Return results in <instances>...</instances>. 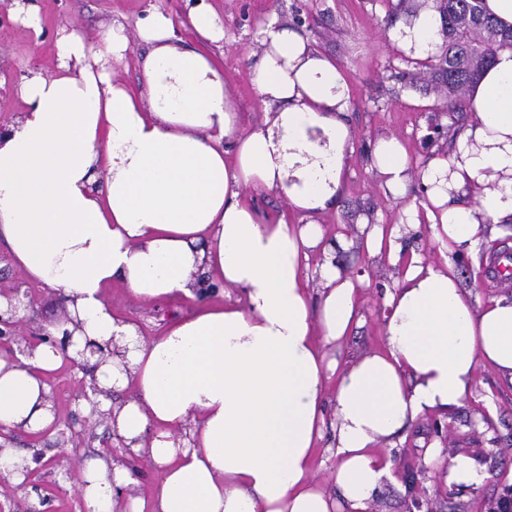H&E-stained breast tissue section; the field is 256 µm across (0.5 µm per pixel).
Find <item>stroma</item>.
Instances as JSON below:
<instances>
[{
  "label": "stroma",
  "instance_id": "obj_1",
  "mask_svg": "<svg viewBox=\"0 0 512 512\" xmlns=\"http://www.w3.org/2000/svg\"><path fill=\"white\" fill-rule=\"evenodd\" d=\"M212 2L224 19V47L215 57L224 69L227 92L242 127L258 124L264 117L254 80L263 51L258 33L271 19L293 23L312 47L335 61L347 77V123L353 152L335 206L316 215L315 220L322 224L327 240L335 243L341 272L361 282L363 321L345 341L343 356L352 358L381 348L382 297L396 287L402 272L386 257L368 255L363 240L373 225L399 223L404 203L382 188L373 166V144L390 134L403 141L411 164L409 194L418 198L432 147L448 148L451 135L460 132L468 119L467 113L446 111V92L439 81L421 72L419 66L408 64L384 38L385 31L404 17L406 10L423 9L424 0H406L400 8L395 0ZM153 5L176 14L183 0H42L44 36L35 38L30 28L16 21L0 26V53L5 56L1 63L8 68L21 65L52 70L54 36L60 25H69L91 40L100 25L118 21L132 34L138 19ZM503 252L512 254V235L481 242L479 263L458 271L462 286L481 301L507 293L487 264L490 256ZM31 289L35 302L19 328L20 335L27 337L40 333L44 323L62 318L65 308L59 291L36 283ZM106 298L116 313L137 323L143 336L149 338L164 334L175 318L189 316L197 308L196 301L182 297L144 303L120 284L113 285ZM87 378L80 364H63L50 377L59 426L38 439L26 433L13 434L9 439L10 447L39 452L50 462L39 474L26 478L23 486L1 481L0 512H86L83 499L72 488L74 475L81 462L97 458L107 447L133 472L135 483L129 494H150L157 478L152 463L111 444L107 424L95 423L84 408L80 391ZM434 423L432 418H425L397 440L391 451L393 477L376 492L367 512H410L416 497L431 512H482L485 503L497 496L499 483L512 484V386L502 382L491 367L476 369L471 397L438 422L447 426V433L435 432ZM432 443L441 447L443 460L458 455L473 457L482 473L498 475V483H450L436 468L421 481L416 493H409L403 479L405 467L417 450Z\"/></svg>",
  "mask_w": 512,
  "mask_h": 512
}]
</instances>
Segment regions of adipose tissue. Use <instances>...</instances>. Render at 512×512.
I'll use <instances>...</instances> for the list:
<instances>
[{
	"label": "adipose tissue",
	"mask_w": 512,
	"mask_h": 512,
	"mask_svg": "<svg viewBox=\"0 0 512 512\" xmlns=\"http://www.w3.org/2000/svg\"><path fill=\"white\" fill-rule=\"evenodd\" d=\"M185 26L198 46L185 44ZM440 27L439 12L423 10L386 38L424 60L441 52ZM135 39L148 52L133 88L113 76L131 50L123 24H103L93 43L59 27L56 70L22 81L25 109L0 131V241L27 280L62 292L78 324L66 350L0 353V430L52 426L48 378L90 339L108 354L88 377L97 407L160 479L130 496V468L95 458L75 480L88 512H363L391 471L387 442L462 406L478 365L512 385V296L479 303L454 260L512 227V51L485 71L466 129L429 161L424 200L406 207L449 258L404 254L396 226L368 232L370 253L406 267L383 298V348L344 364L362 320L356 284L328 256L319 292L306 274L324 247L311 217L334 206L352 152L343 72L294 27L269 24L255 77L264 119L244 130L211 55L224 25L210 0H185L179 19L148 9ZM374 165L406 200L399 137L377 140ZM258 192L286 199L288 215L262 214ZM467 194L473 203H461ZM202 275L239 300L200 302ZM116 283L144 301L199 306L147 341L109 306ZM127 388L128 401L105 396ZM320 456L336 493L315 480Z\"/></svg>",
	"instance_id": "ef3b65f1"
}]
</instances>
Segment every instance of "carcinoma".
Returning <instances> with one entry per match:
<instances>
[{"instance_id":"obj_1","label":"carcinoma","mask_w":512,"mask_h":512,"mask_svg":"<svg viewBox=\"0 0 512 512\" xmlns=\"http://www.w3.org/2000/svg\"><path fill=\"white\" fill-rule=\"evenodd\" d=\"M434 8L442 17L443 50L423 66L439 73L448 90V111L459 112L498 53L512 50V27L487 14L483 0H440Z\"/></svg>"}]
</instances>
